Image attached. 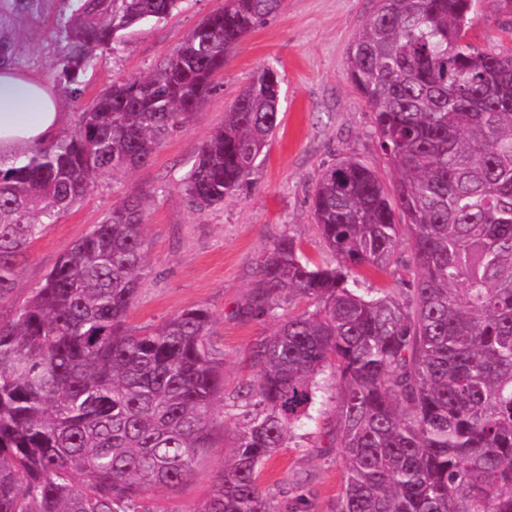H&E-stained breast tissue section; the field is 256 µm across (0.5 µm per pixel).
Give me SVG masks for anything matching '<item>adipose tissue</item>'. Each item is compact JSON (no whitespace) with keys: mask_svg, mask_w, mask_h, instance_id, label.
<instances>
[{"mask_svg":"<svg viewBox=\"0 0 512 512\" xmlns=\"http://www.w3.org/2000/svg\"><path fill=\"white\" fill-rule=\"evenodd\" d=\"M66 121L50 82L10 64L0 65V161L12 162L54 138Z\"/></svg>","mask_w":512,"mask_h":512,"instance_id":"obj_1","label":"adipose tissue"}]
</instances>
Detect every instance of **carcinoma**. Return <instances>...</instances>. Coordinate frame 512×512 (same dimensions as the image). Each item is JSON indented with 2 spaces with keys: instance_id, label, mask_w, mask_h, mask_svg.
Listing matches in <instances>:
<instances>
[{
  "instance_id": "carcinoma-1",
  "label": "carcinoma",
  "mask_w": 512,
  "mask_h": 512,
  "mask_svg": "<svg viewBox=\"0 0 512 512\" xmlns=\"http://www.w3.org/2000/svg\"><path fill=\"white\" fill-rule=\"evenodd\" d=\"M182 0H78L53 63L74 95L129 30ZM283 0H224L153 74L112 82L78 129L0 165V512H154L224 428V344L211 311L133 328L149 270L143 201L129 197L11 300L18 258L106 175L147 164L215 91L231 49ZM477 0H378L347 75L394 180L355 157L312 198L335 266L282 236L248 307L308 306L257 340L256 377L198 512H306L261 488L268 459L336 378L343 481L333 512H512V48L470 40ZM280 75L261 68L181 185L204 211L248 184L280 125ZM407 243L409 255L399 253ZM394 287L363 293L361 268Z\"/></svg>"
}]
</instances>
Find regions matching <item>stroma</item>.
Segmentation results:
<instances>
[{
  "mask_svg": "<svg viewBox=\"0 0 512 512\" xmlns=\"http://www.w3.org/2000/svg\"><path fill=\"white\" fill-rule=\"evenodd\" d=\"M74 5V0H0V40L9 42L17 68L54 83L69 115V133L81 108L102 89L118 78L152 74L224 0H182L164 22L136 28L118 54L87 72L78 97L50 70ZM375 7L376 0H284L280 14L234 46L215 78V92L147 165L101 179L34 244L17 267L13 298L27 297L59 255L100 223L113 204L139 195L150 268L129 312V325H154L189 306L208 307L213 332L224 341V389L231 393L245 386L253 375L248 357L254 342L270 333L275 316L289 311L281 307L276 315L258 316L247 309L266 249L289 235L300 240L310 260L335 264L311 218L310 194L322 172L342 158L355 157L374 166L385 182L393 180L371 132L372 114L346 78L351 41ZM472 35L486 49L512 43V13L500 9L497 0H481ZM268 64L281 78L282 123L250 184L226 196L220 206L190 208L180 191L183 176L225 112ZM322 381L323 398L311 418L295 428L293 443L279 449L260 475L262 487L276 500L304 495L309 512H332L342 485L338 450L330 445L336 381L329 374ZM238 412L237 404L225 401L224 428L214 448L197 461L187 481L152 497L154 512H193L202 505L231 452Z\"/></svg>",
  "mask_w": 512,
  "mask_h": 512,
  "instance_id": "obj_1",
  "label": "stroma"
}]
</instances>
